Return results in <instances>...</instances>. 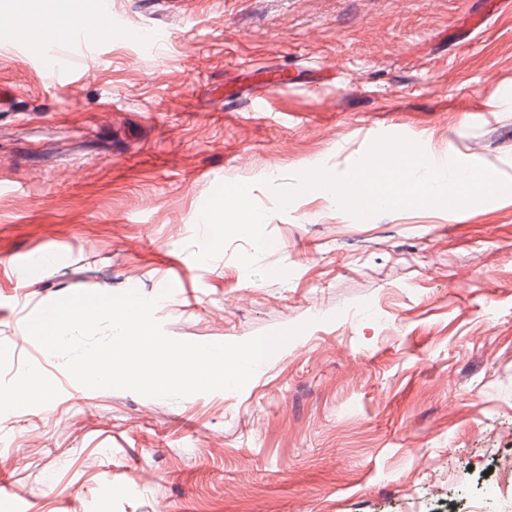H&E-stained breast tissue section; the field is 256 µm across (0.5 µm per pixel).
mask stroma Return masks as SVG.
I'll return each mask as SVG.
<instances>
[{
    "mask_svg": "<svg viewBox=\"0 0 512 512\" xmlns=\"http://www.w3.org/2000/svg\"><path fill=\"white\" fill-rule=\"evenodd\" d=\"M0 0V512H490L512 506V197L358 219L265 179L346 173L385 135L512 179V0H110L108 38L48 73ZM477 104L474 112L461 111ZM272 240L191 243L222 183ZM288 275L275 277L274 269ZM165 332L301 327L239 391L85 388L12 338L76 292L160 296ZM20 393L0 394V410L7 411L14 408L21 395L30 399L42 398L48 395L49 387L37 373L30 374L20 385Z\"/></svg>",
    "mask_w": 512,
    "mask_h": 512,
    "instance_id": "obj_1",
    "label": "stroma"
}]
</instances>
